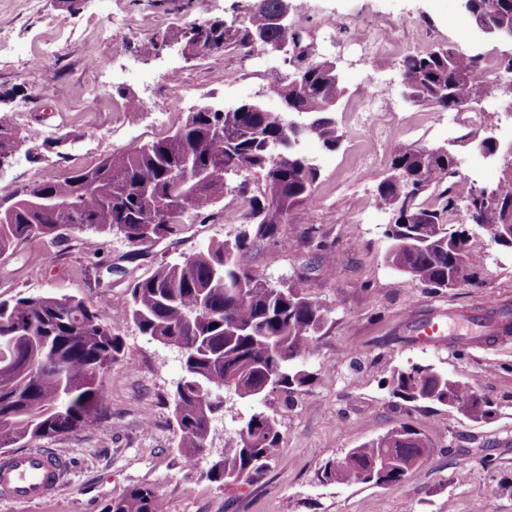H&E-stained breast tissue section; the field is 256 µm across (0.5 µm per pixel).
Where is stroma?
Instances as JSON below:
<instances>
[{"label": "stroma", "mask_w": 512, "mask_h": 512, "mask_svg": "<svg viewBox=\"0 0 512 512\" xmlns=\"http://www.w3.org/2000/svg\"><path fill=\"white\" fill-rule=\"evenodd\" d=\"M254 0H0V111L22 130L40 128L64 137L59 152L32 159L18 154L0 167V207L10 206L35 180L58 179L103 157L168 134L189 112L208 102L234 106L260 100L272 111L268 70L293 72V62L259 52H212L197 58L170 48L140 54L142 42L172 26L208 19L239 21ZM291 18L308 31L316 56L342 61L344 96L336 121L342 141L328 151L302 144L319 167L310 198L292 208L274 237L243 252L240 263L268 283H295L328 305L332 321L304 368L312 380L286 408L284 398L231 396L213 424L208 450L195 468L175 447L171 396L181 377L178 352L143 336L130 321H116L106 300L125 294L161 260H175L224 240L245 224L239 197L193 217L175 236L132 246L87 231L62 240L36 237L0 257V299L52 293L94 306L123 343L121 357L103 378L107 415L100 428L82 430L38 448L63 456L56 494L38 503L0 499V512H103L129 488L155 491V512H512V334L479 346L434 348L411 326L439 311H473L488 300L512 305V252L481 236L470 244L484 257L473 283L450 290L425 288L387 261L384 234L392 213L377 187L402 149H432L456 141L461 163L445 181L456 199L474 184H494L502 166L485 158L481 138H512V72L498 71L494 96L481 103L482 120L416 106L401 96L404 56L438 45L481 53L493 61L512 55V44L480 36L468 24L463 0H289ZM334 18L327 27L325 18ZM125 33L107 36L109 20ZM42 57L51 84L31 68ZM97 59L110 66L96 70ZM229 81H219L221 73ZM391 100L395 132L376 142L352 107L364 85ZM140 100L137 119L128 98ZM411 364L448 373L492 403L480 422L437 404L406 412L382 384L395 367ZM259 409L278 413L276 457L258 478L226 490L200 479L219 459L224 439ZM413 417L434 444L429 461L394 486L328 484L326 463Z\"/></svg>", "instance_id": "stroma-1"}]
</instances>
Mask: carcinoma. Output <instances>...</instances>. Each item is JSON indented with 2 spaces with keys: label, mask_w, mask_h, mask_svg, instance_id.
Here are the masks:
<instances>
[{
  "label": "carcinoma",
  "mask_w": 512,
  "mask_h": 512,
  "mask_svg": "<svg viewBox=\"0 0 512 512\" xmlns=\"http://www.w3.org/2000/svg\"><path fill=\"white\" fill-rule=\"evenodd\" d=\"M280 0H255L239 24L222 19L165 29L141 44L151 56L159 40L181 38L196 44L194 55L221 50L251 53L273 42L290 48L305 45L304 30L275 22ZM468 15L498 25L512 20V0H471ZM483 56L443 45L415 52L401 61L412 80L406 101L452 109L482 102ZM268 92L283 109L274 112L258 100L222 112H191L171 134L95 166L53 181L35 180L9 207L0 208V256L14 253L34 236L59 239L90 230L107 239L118 235L132 245L154 236L177 235L190 215L202 214L232 192L228 180L258 173L256 194L237 186L247 207L245 228L232 240L210 245L179 261L160 262L117 299L114 313L131 319L141 334L181 356L183 375L172 397L178 429L177 451L193 467L211 442L213 422L224 411V397H290L311 379L300 361L309 356L331 319V309L311 300L293 284L273 286L238 263V255L273 236L288 210L312 194L319 169L301 153L307 137L329 151L341 134L335 107L344 93L333 60L312 57L291 74L275 73ZM59 143L52 137L22 132L0 114V158ZM192 156L207 171L201 185L188 179L182 161ZM454 151L434 155L428 149L400 150L391 168L404 176L384 177L378 194L396 219L386 225L390 253L398 269L418 284L452 289L469 278L482 256L471 249L467 226L474 224L489 242L512 250L502 239L503 212L478 203L470 188L462 204L448 190L441 207L420 197L455 173ZM150 195L154 214L144 212ZM123 352L119 337L96 309L73 297L44 294L0 301V448L95 429L107 407L102 377ZM389 393L403 403H437L472 421L489 418L493 409L468 386L428 367L390 371ZM280 440L278 415L254 412L224 441L223 455L201 478L228 490L260 474L273 459ZM431 441L411 422L350 449L351 464L327 463L322 477L336 484H368L364 469L385 460L387 484L398 485L426 463ZM155 492L136 486L123 492L104 512H154Z\"/></svg>",
  "instance_id": "obj_1"
}]
</instances>
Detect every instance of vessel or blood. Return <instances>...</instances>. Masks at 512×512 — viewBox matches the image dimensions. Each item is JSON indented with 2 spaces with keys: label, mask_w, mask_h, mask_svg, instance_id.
Masks as SVG:
<instances>
[{
  "label": "vessel or blood",
  "mask_w": 512,
  "mask_h": 512,
  "mask_svg": "<svg viewBox=\"0 0 512 512\" xmlns=\"http://www.w3.org/2000/svg\"><path fill=\"white\" fill-rule=\"evenodd\" d=\"M505 309V304L496 301L485 304L480 312L452 310L444 317L419 319L413 333L436 347L446 346L455 338L469 342L482 335L485 314ZM64 467V460L51 452L16 453L0 465V498L21 503L46 500L55 494Z\"/></svg>",
  "instance_id": "obj_1"
}]
</instances>
